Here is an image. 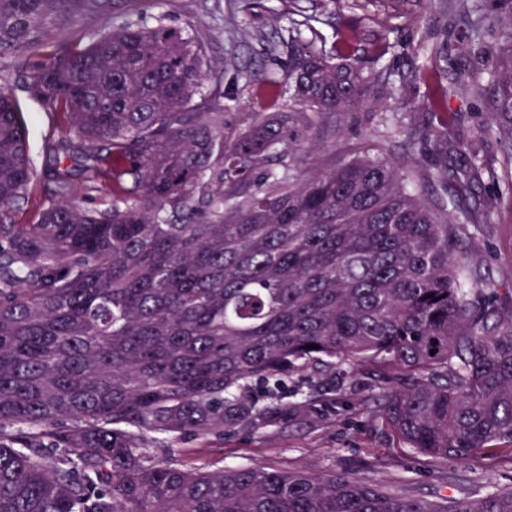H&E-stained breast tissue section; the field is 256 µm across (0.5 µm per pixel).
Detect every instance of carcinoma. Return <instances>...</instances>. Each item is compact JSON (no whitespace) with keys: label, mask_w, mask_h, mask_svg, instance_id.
<instances>
[{"label":"carcinoma","mask_w":512,"mask_h":512,"mask_svg":"<svg viewBox=\"0 0 512 512\" xmlns=\"http://www.w3.org/2000/svg\"><path fill=\"white\" fill-rule=\"evenodd\" d=\"M138 2L0 0V60L60 130L47 199L21 224L35 171L0 88V512H512V488L434 502L174 453L265 417L252 381L343 362L389 372L379 418L410 451L512 453V283L460 255L490 223L474 183L512 190V53L455 81L491 90L477 131L500 169L446 120L426 130L431 165L391 155L407 127L387 112L445 99L363 68L341 29L328 47L291 27L281 80L238 65L244 33L217 71L205 21H132ZM441 3L466 20L467 52L493 30L512 43V0ZM78 11L122 21L63 35ZM242 79L257 108L232 122ZM365 104L374 139L352 143ZM84 189L105 199L88 208Z\"/></svg>","instance_id":"obj_1"}]
</instances>
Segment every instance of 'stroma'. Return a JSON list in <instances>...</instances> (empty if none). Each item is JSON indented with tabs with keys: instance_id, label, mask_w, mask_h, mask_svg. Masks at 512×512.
Instances as JSON below:
<instances>
[{
	"instance_id": "stroma-1",
	"label": "stroma",
	"mask_w": 512,
	"mask_h": 512,
	"mask_svg": "<svg viewBox=\"0 0 512 512\" xmlns=\"http://www.w3.org/2000/svg\"><path fill=\"white\" fill-rule=\"evenodd\" d=\"M141 10L152 18L180 25L204 18L211 26L210 54L223 59L224 20L234 17L249 36L238 48L242 65L268 71L283 63L266 56V45L286 39L275 29L274 14L324 29L326 9L315 0H259L247 8L245 0H143ZM341 30L351 39L352 52L365 67L375 62L381 39L396 42L395 54L386 56L390 68L411 71L418 64L415 46L421 35L437 51L438 69L423 86V93L448 97V123L454 138L473 139L476 113L486 111L487 99L452 93V68L482 66V58L460 56L459 46L468 36L461 22L443 13L440 0H340L335 11ZM0 87L13 90L28 127L29 152L35 168H43L45 143L54 130L48 107L31 100L17 88L13 77L0 69ZM475 192L494 198L491 223L465 248L467 260L479 262L483 274L495 281L512 279V197L505 189L482 181ZM383 372L373 365L339 363L291 373L268 400L271 418L252 427L225 434L223 441L182 444V459L218 460L227 466L265 465L289 471H345L387 489H399L429 500L480 495L492 488L512 486V456L492 448L468 460L434 461L413 454L383 427L377 416Z\"/></svg>"
}]
</instances>
